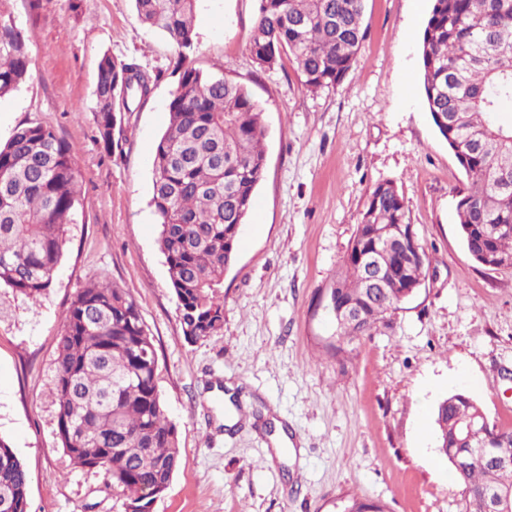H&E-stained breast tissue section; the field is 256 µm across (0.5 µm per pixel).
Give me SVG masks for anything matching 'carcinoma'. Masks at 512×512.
<instances>
[{
  "label": "carcinoma",
  "mask_w": 512,
  "mask_h": 512,
  "mask_svg": "<svg viewBox=\"0 0 512 512\" xmlns=\"http://www.w3.org/2000/svg\"><path fill=\"white\" fill-rule=\"evenodd\" d=\"M197 0H134L137 19L177 48L178 85L169 122L153 163L151 206L175 294L183 335L190 341L224 328V273L235 260L240 229L266 167L263 112L245 86L192 65ZM363 0H259L249 46L271 69L285 49L310 92L334 88L351 68L365 38ZM422 39L423 88L433 124L467 176L456 211L465 248L476 259L486 247L512 256V124L499 114L512 106V0H431ZM27 40L0 9V98L26 80ZM161 72L108 52L98 64L92 108L104 146L116 112L134 111ZM73 147L40 123L16 126L0 147V286L37 305L51 287L68 239V225L83 207ZM409 203L385 180L366 192L353 247L373 245L381 275L371 282L357 252L344 256L325 303L334 323L329 349L340 355L401 308L425 279L429 262L420 241L403 248ZM360 306L357 327L336 310ZM56 435L72 464L103 471L124 509L151 512L180 461L176 427L158 386V355L132 298L122 288L93 282L67 308L54 362ZM483 409L469 394L453 393L434 409V445L448 460L464 512H495L512 493V430L490 423L479 439L480 463L468 466L472 445L463 429L482 423ZM30 477L0 439V512H28ZM337 512H386L379 503L351 498Z\"/></svg>",
  "instance_id": "obj_1"
}]
</instances>
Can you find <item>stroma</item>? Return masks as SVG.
<instances>
[{
    "label": "stroma",
    "instance_id": "35a3bbf8",
    "mask_svg": "<svg viewBox=\"0 0 512 512\" xmlns=\"http://www.w3.org/2000/svg\"><path fill=\"white\" fill-rule=\"evenodd\" d=\"M366 37L343 81L307 91L289 59L262 69L249 48L257 0H198L195 66L245 85L263 109L266 167L224 275V329L188 342L150 205L176 51L133 0H0L28 36L26 81L0 100V144L52 127L76 153L84 208L40 305L0 288V439L30 475L29 512H124L103 473L71 465L56 436L52 376L64 314L99 280L138 305L180 466L152 512H336L343 498L387 512H462L450 466L426 442L437 401L469 393L512 429V269L473 262L456 215L467 178L428 112L420 46L431 0H363ZM161 70L119 150L91 108L103 52ZM403 190L430 260L401 309L348 356L325 352L321 294L355 232L365 193ZM282 423L291 443L275 449Z\"/></svg>",
    "mask_w": 512,
    "mask_h": 512
}]
</instances>
